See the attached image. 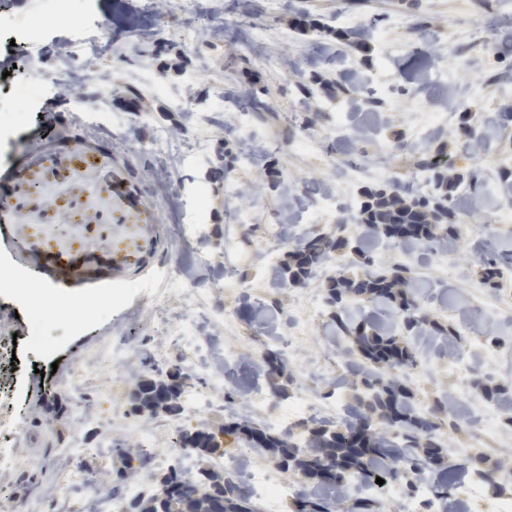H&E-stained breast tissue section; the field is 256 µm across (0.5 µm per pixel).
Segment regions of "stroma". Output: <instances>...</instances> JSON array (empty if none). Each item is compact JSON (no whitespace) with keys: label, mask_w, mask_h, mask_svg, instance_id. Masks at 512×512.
Instances as JSON below:
<instances>
[{"label":"stroma","mask_w":512,"mask_h":512,"mask_svg":"<svg viewBox=\"0 0 512 512\" xmlns=\"http://www.w3.org/2000/svg\"><path fill=\"white\" fill-rule=\"evenodd\" d=\"M50 2L0 0V29L10 30L19 62L0 79V113L31 115L0 141V198L8 201L0 256L30 269L50 255L70 256L92 281L56 290L57 301L66 303L111 283L121 250L142 245L145 225H154L156 243L143 265L128 267L118 282L128 292L126 305L103 311L77 334L56 325L51 334L59 345L50 359L30 340L28 306L0 294V446L14 449L18 459L15 473H0V488L8 489L15 512H72L73 476L123 470L126 462L115 449L141 433L154 434L159 452L171 448V417L134 416L118 427L112 410L129 408L138 381L165 363L186 370L193 364L189 334L170 360L160 356L165 332L195 312L184 296L186 280L203 281L212 300L235 314V331L223 343L244 359H258L290 333L301 318L296 290L270 287L266 262L270 255L286 260L290 249L265 232L282 206L294 213L295 239L314 232L357 235L364 190L388 184L406 192L428 154L440 155L449 173L474 174L475 201L493 210L512 205L501 181L504 160H512V123L496 128L474 156L461 122L466 108L491 121L512 112V24L485 30L498 0H210L208 34L180 0H75L84 14L79 27L58 24ZM359 18L372 23V32L356 26ZM104 24L112 27L111 51L72 77L71 64L56 57L58 46H97ZM42 77L48 83L41 97L15 95L18 84ZM61 82L70 84L71 94L59 96ZM434 106L443 108L446 122L418 144L422 111ZM36 125L44 135L32 150L21 136ZM161 132L167 145L158 151L153 142ZM307 133L325 142V150L298 148L296 139ZM353 154L368 173L347 185L343 165ZM18 167L22 176L10 178ZM229 180L237 195H226ZM115 181L121 192L113 191ZM32 183L54 202L52 212L28 203ZM457 197L463 207L474 201L465 188ZM188 224L200 226V240H179V227ZM504 250L512 251V227L485 215L477 224L463 221L447 253L419 255L408 267L414 281L428 285L422 312L447 328L456 348H468L486 329L447 306L449 295L478 297L496 318L497 359L474 353L470 369L456 377L447 353L419 358V373L407 385L422 409L447 399L461 381L508 394L480 400L497 411V438L442 426L449 456L447 467L432 473L436 483L461 485L472 478L477 457L494 461L512 452V263L502 264L494 290L483 284L479 266L485 253ZM165 255L179 275L164 276L158 261ZM228 268L235 273L230 288L224 285ZM246 303L265 305L276 317L274 327L240 318ZM332 324L328 316L311 323L299 344L309 372L287 366L278 379L286 395L261 418L282 415L311 389L321 403L318 424H338L336 399L354 403V391L341 385L348 341L336 352L321 341ZM110 337L124 342L137 372L94 364L96 346ZM81 363L87 366L82 378L71 379ZM49 369L54 383L47 388L41 374ZM87 398L94 399L97 416L82 424L77 414ZM15 421L22 425L17 435ZM310 423L293 429L305 432ZM75 435H105L113 445L67 467L56 461L54 445Z\"/></svg>","instance_id":"obj_1"}]
</instances>
